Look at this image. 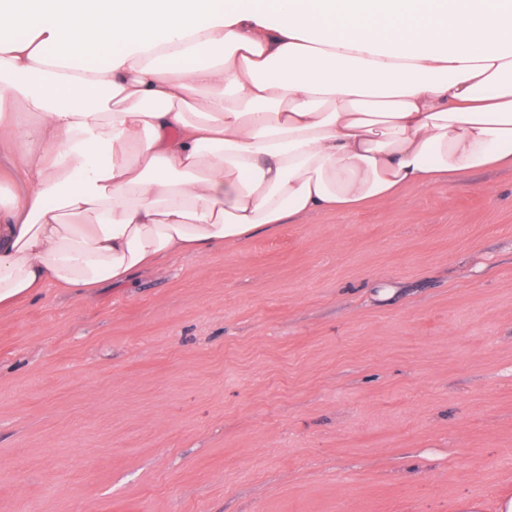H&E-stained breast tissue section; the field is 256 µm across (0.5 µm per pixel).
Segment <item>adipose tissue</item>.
Here are the masks:
<instances>
[{
	"mask_svg": "<svg viewBox=\"0 0 512 512\" xmlns=\"http://www.w3.org/2000/svg\"><path fill=\"white\" fill-rule=\"evenodd\" d=\"M0 309L512 164V0H0Z\"/></svg>",
	"mask_w": 512,
	"mask_h": 512,
	"instance_id": "obj_1",
	"label": "adipose tissue"
}]
</instances>
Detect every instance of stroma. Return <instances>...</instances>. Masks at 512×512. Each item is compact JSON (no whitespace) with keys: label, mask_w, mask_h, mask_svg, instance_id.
Masks as SVG:
<instances>
[{"label":"stroma","mask_w":512,"mask_h":512,"mask_svg":"<svg viewBox=\"0 0 512 512\" xmlns=\"http://www.w3.org/2000/svg\"><path fill=\"white\" fill-rule=\"evenodd\" d=\"M512 167L0 310V512H495Z\"/></svg>","instance_id":"1"}]
</instances>
